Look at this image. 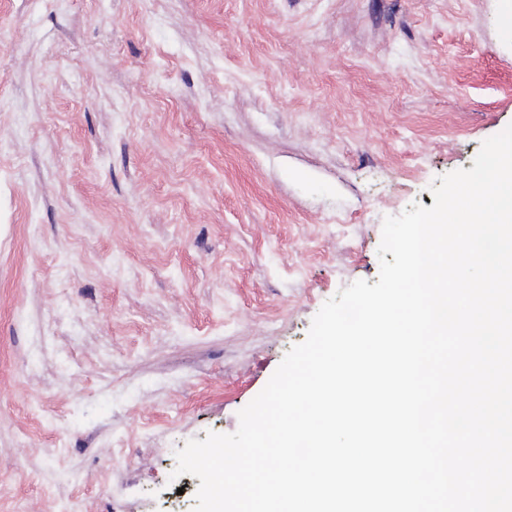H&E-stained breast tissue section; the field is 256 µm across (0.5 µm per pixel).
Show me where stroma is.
<instances>
[{
    "label": "stroma",
    "instance_id": "obj_1",
    "mask_svg": "<svg viewBox=\"0 0 512 512\" xmlns=\"http://www.w3.org/2000/svg\"><path fill=\"white\" fill-rule=\"evenodd\" d=\"M501 0H0V512H194L385 217L512 124Z\"/></svg>",
    "mask_w": 512,
    "mask_h": 512
}]
</instances>
